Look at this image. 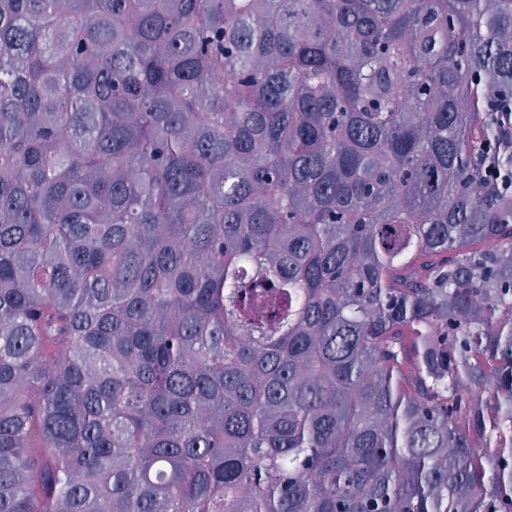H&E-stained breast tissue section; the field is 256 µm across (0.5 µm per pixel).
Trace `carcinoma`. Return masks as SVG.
<instances>
[{"label": "carcinoma", "mask_w": 512, "mask_h": 512, "mask_svg": "<svg viewBox=\"0 0 512 512\" xmlns=\"http://www.w3.org/2000/svg\"><path fill=\"white\" fill-rule=\"evenodd\" d=\"M511 102L512 0H0V512H512Z\"/></svg>", "instance_id": "obj_1"}]
</instances>
